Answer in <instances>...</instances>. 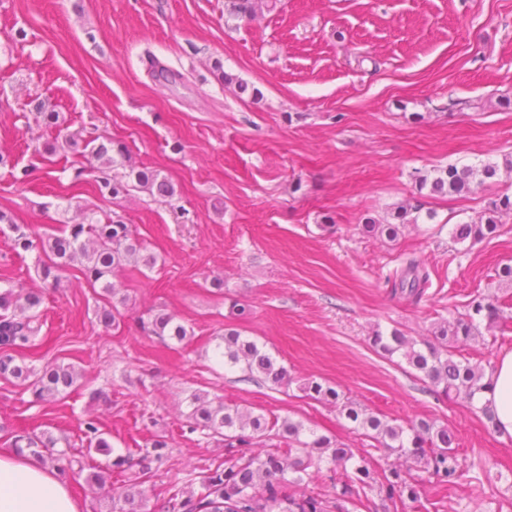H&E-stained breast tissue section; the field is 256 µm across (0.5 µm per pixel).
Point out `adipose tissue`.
Listing matches in <instances>:
<instances>
[{"instance_id": "ef3b65f1", "label": "adipose tissue", "mask_w": 512, "mask_h": 512, "mask_svg": "<svg viewBox=\"0 0 512 512\" xmlns=\"http://www.w3.org/2000/svg\"><path fill=\"white\" fill-rule=\"evenodd\" d=\"M484 382L479 406L490 410L500 436H512V352L498 357ZM0 512H80V507L56 470L0 448Z\"/></svg>"}]
</instances>
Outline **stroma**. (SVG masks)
Instances as JSON below:
<instances>
[{
    "label": "stroma",
    "instance_id": "stroma-1",
    "mask_svg": "<svg viewBox=\"0 0 512 512\" xmlns=\"http://www.w3.org/2000/svg\"><path fill=\"white\" fill-rule=\"evenodd\" d=\"M226 72L248 93L225 85ZM41 106L54 124L38 119ZM73 133L112 137L124 165L107 169L69 147ZM0 154L9 158L0 210L27 233H56L78 207L116 213L157 258L118 275L127 302L112 330L84 279L44 288L35 253L17 255L12 229L0 228V290H45L47 340L29 361L81 372L77 389L52 402L0 378V448L21 431L80 444L91 415L135 460L152 440L170 445L149 471L135 463L102 489L71 484L81 512L123 507L127 490L147 512H165L171 495L223 466V444L187 427L195 391L302 422L382 462L375 441L305 396L299 385L311 377L391 423L427 418L455 434L465 474L453 488L422 482L428 512H512V437L369 343L394 329L429 337L478 296L498 297L512 316V287L496 277L512 264V213L498 237L451 235L491 198L512 196V0H279L249 20L229 17L225 0H0ZM486 162L499 167L494 181L424 198L434 219L393 241L363 233L366 218L386 219L416 196L417 173ZM133 166L157 170L173 198L101 194L102 173ZM411 259L428 275L416 299L391 282ZM234 299L248 318L231 311ZM160 307L192 331L188 345L141 333L140 317ZM228 327L264 346L293 384L225 367L213 346ZM506 351L512 328L454 348L485 368Z\"/></svg>",
    "mask_w": 512,
    "mask_h": 512
}]
</instances>
